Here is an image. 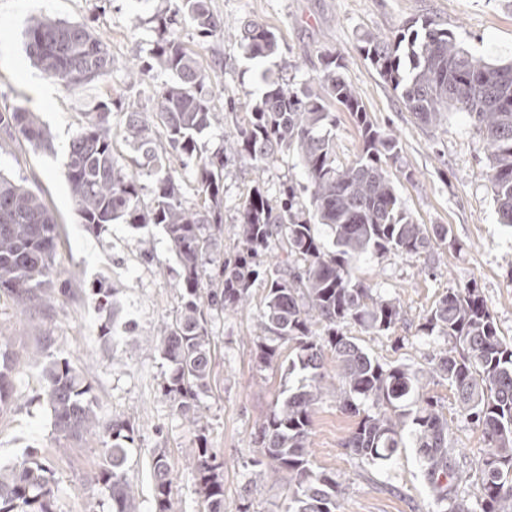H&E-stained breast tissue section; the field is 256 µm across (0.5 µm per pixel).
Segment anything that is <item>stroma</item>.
Instances as JSON below:
<instances>
[{
    "label": "stroma",
    "mask_w": 512,
    "mask_h": 512,
    "mask_svg": "<svg viewBox=\"0 0 512 512\" xmlns=\"http://www.w3.org/2000/svg\"><path fill=\"white\" fill-rule=\"evenodd\" d=\"M176 5L177 0H0V110H33L52 138L51 148L43 149L0 133V173L40 194L52 209L60 273L53 299L39 308H20L0 292V336L21 354L17 398L0 415V461L15 459L28 447L39 449L53 470V512H102L106 498L93 480L103 458L99 437L56 440L40 395L41 370L60 354L70 356L91 383L99 416L126 417L133 424L135 443L125 475L135 491L136 512H153L150 464L158 449L172 468L173 512H204L190 453L194 431L161 394L170 366L155 344L161 325L181 306L177 258L159 226L107 224L89 230L67 180V148L83 126L84 112L96 101L140 99L141 89L170 82L169 73L154 70L144 86H133L126 73L148 60L159 39L155 16ZM210 7L224 20L221 38L201 41L187 23L172 32L196 52L205 89L225 111L223 123L201 134L203 153L219 149L236 131L227 100L245 104L260 92L259 71L240 42L242 24L254 21L279 38V52L266 68L290 82H315L323 52L343 56V78L357 90L374 124L399 141V159L388 171L404 207L417 223L449 229L445 243L431 251L367 255L356 262V277L382 296L398 298L402 308L392 331L377 335L352 328L358 344L384 363L428 366L444 343L422 336L420 324L448 289L472 282L502 334L512 339V228L497 221L482 140L463 112L445 113L434 125L419 123L358 49L364 34L385 37L409 20L429 18L453 31L472 54L511 61L512 0H210ZM34 16L88 25L107 40L111 70L73 91L44 77L25 51V28ZM331 110L337 119L336 162L352 164L362 149L359 132L349 112L337 104ZM302 178L291 153L279 154L261 171L228 159L224 232L209 257V271L233 253L238 208L254 182H263L275 200L284 182ZM100 285L115 289L119 316L100 307L94 293ZM265 294L264 282H256L246 310L208 318L213 371L200 402L209 445L224 459V512H285L288 503L287 479L275 476L258 488L249 483L255 437L274 402L297 384L287 371L289 347L281 348L270 368L255 363L252 329ZM429 392L439 398L465 457L480 455L483 435L457 417L447 382L430 385ZM357 423L329 396L315 412L311 433L316 465L341 476L344 512H436L415 449H403L382 468L349 454L343 443Z\"/></svg>",
    "instance_id": "35a3bbf8"
}]
</instances>
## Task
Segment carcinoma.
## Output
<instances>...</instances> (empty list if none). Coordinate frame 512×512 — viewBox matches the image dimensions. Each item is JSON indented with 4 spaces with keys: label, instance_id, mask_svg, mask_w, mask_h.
Masks as SVG:
<instances>
[{
    "label": "carcinoma",
    "instance_id": "1",
    "mask_svg": "<svg viewBox=\"0 0 512 512\" xmlns=\"http://www.w3.org/2000/svg\"><path fill=\"white\" fill-rule=\"evenodd\" d=\"M156 23L162 32L189 23L205 41L224 34V20L210 0H179ZM241 41L247 57L258 62L279 50L276 34L253 21L244 24ZM25 46L42 73L68 90L112 69L108 43L82 24L34 17ZM359 51L421 123L435 124L452 110L468 114L490 150L499 223L512 228V62L492 64L473 56L432 20L415 21L389 39L366 35ZM342 68L341 55L322 54L318 91L308 82L293 85L262 73L264 87L246 104L236 137L204 156L198 135L219 122L221 113L203 93L197 54L177 40L157 39L142 70L160 69L173 80L158 92L153 112L120 106L123 140L138 155L135 168L120 162L114 150L108 101L85 113L82 130L69 143L67 180L77 211L92 229L158 224L178 259L184 304L159 332V348L170 365L162 393L197 432L192 452L205 512H224V461L208 447L199 401L212 367L207 315L243 309L261 276L266 294L254 322L255 360L270 367L286 344L292 349L289 370L300 379L262 425L253 484L287 477L285 512H343L336 473L316 466L308 448L315 410L332 395L342 410L360 417L344 443L350 454L382 466L399 449L416 448L437 512H512V340L501 336L479 289L448 290L424 317L423 335L447 343L427 368L382 363L347 335L351 326L385 333L401 317L397 300L355 278L354 263L363 255L419 254L445 242L448 228L419 224L404 208L387 170L397 158L398 141L373 123ZM332 103L350 113L362 140V152L349 166L336 164ZM0 130L51 147L49 134L28 109L0 112ZM162 136L190 169L203 206L187 205L170 153L157 148ZM290 151L305 180L284 184L275 203L255 183L239 211L235 252L217 275H207V257L224 224V160L233 155L258 169ZM143 172L153 178L148 202L139 180ZM320 225L330 231L329 248L319 239ZM56 228L39 194L0 174V290L19 306L47 301L59 275ZM272 246L280 260L265 267L261 257ZM328 351L336 361L334 381L326 379ZM18 360L10 342L0 341V413L17 393ZM438 377L454 392L457 416L478 427L486 442L466 471L457 461L448 419L427 392ZM42 395L58 436L102 439L103 461L94 481L107 493V512H135V493L124 474L134 444L131 422L99 418L92 386L65 357L49 363ZM151 469L153 512H172L173 480L164 451L154 452ZM467 479L476 487L473 502L458 495ZM53 486L45 456L31 449L20 463L0 465V512H53Z\"/></svg>",
    "mask_w": 512,
    "mask_h": 512
}]
</instances>
